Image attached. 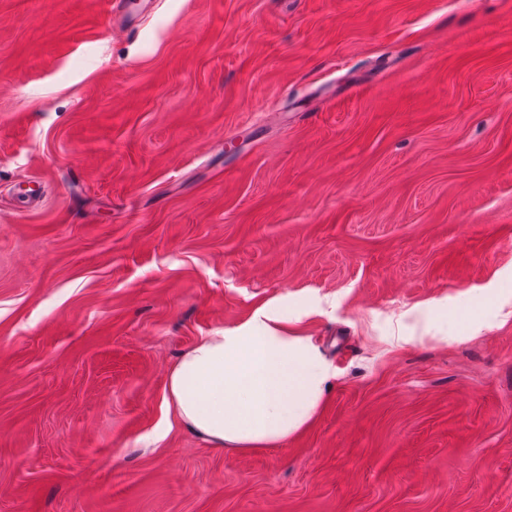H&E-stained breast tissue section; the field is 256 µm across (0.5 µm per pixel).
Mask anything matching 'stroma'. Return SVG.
Segmentation results:
<instances>
[{
	"label": "stroma",
	"mask_w": 512,
	"mask_h": 512,
	"mask_svg": "<svg viewBox=\"0 0 512 512\" xmlns=\"http://www.w3.org/2000/svg\"><path fill=\"white\" fill-rule=\"evenodd\" d=\"M283 300L329 391L211 447ZM0 512H512V0H0ZM288 303L197 340L173 365L167 408L214 448H274L303 429L330 368L310 337L288 330Z\"/></svg>",
	"instance_id": "stroma-1"
}]
</instances>
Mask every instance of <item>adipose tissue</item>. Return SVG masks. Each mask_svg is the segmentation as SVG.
<instances>
[{"instance_id":"adipose-tissue-1","label":"adipose tissue","mask_w":512,"mask_h":512,"mask_svg":"<svg viewBox=\"0 0 512 512\" xmlns=\"http://www.w3.org/2000/svg\"><path fill=\"white\" fill-rule=\"evenodd\" d=\"M287 304L197 340L171 368L167 408L215 448H273L303 429L330 368L310 337L289 330Z\"/></svg>"}]
</instances>
